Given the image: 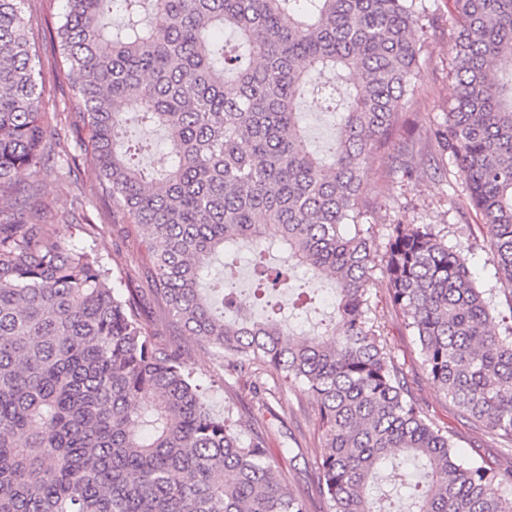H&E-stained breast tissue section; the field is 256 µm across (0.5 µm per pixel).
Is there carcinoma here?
Instances as JSON below:
<instances>
[{
  "label": "carcinoma",
  "instance_id": "cac0c4a2",
  "mask_svg": "<svg viewBox=\"0 0 512 512\" xmlns=\"http://www.w3.org/2000/svg\"><path fill=\"white\" fill-rule=\"evenodd\" d=\"M449 2L456 104L434 138L481 218L505 312L434 225L391 224L379 251L362 224L366 160L415 94L425 0H66L55 28L68 127L98 171L81 205L143 229L175 325L314 400L331 512H376L378 468L410 459L422 479L406 512H512V468L458 459L370 316L378 269L428 377L512 452V0ZM26 8L0 0V512H309L263 434L244 441L145 331L139 290L111 276L95 233L77 247L41 220L59 129ZM310 93L336 116L319 151L302 125ZM130 112L164 132L166 168L140 163ZM243 243L258 301L298 267L333 284L319 332L287 340L274 305L238 314Z\"/></svg>",
  "mask_w": 512,
  "mask_h": 512
}]
</instances>
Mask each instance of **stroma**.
Instances as JSON below:
<instances>
[{"label": "stroma", "instance_id": "1", "mask_svg": "<svg viewBox=\"0 0 512 512\" xmlns=\"http://www.w3.org/2000/svg\"><path fill=\"white\" fill-rule=\"evenodd\" d=\"M428 7L429 23L419 35L423 49L414 99L393 135L389 157H374L366 166L364 192L372 204L366 221L381 247L387 242L391 224L437 225L449 245L468 246V267L476 286L493 290L492 301L498 305L504 297L495 291V269L487 253L473 244L479 218L467 203L464 180L454 164H447L437 174L429 166L435 154L432 132L454 104L455 62L449 48L457 29L448 0H428ZM57 149L79 155L81 162L74 173L55 171L45 178L40 200L47 221L62 237L76 244L84 243L89 234H96L114 274L134 280L144 290L141 318L147 331L181 349L197 377L210 386L209 404L220 412L232 408L240 422L242 438H249L253 430H262L268 453L278 459L289 485L306 493L309 512H327L325 502L315 493L314 458L321 451L315 402L291 389L274 391L267 372L238 373L232 355L218 357L213 349L174 326L149 291V260L141 243L142 230L133 224L113 223L106 212L90 210L85 218L73 217L79 209L78 197L96 183L94 166L85 158V143L64 138ZM374 307L377 317L386 323L394 359L406 374L414 398L430 420L448 428L459 456L482 459L503 468L511 466L512 455L462 418L426 376L413 336L399 328L385 303L375 301ZM286 448L291 451L287 457L282 454Z\"/></svg>", "mask_w": 512, "mask_h": 512}]
</instances>
